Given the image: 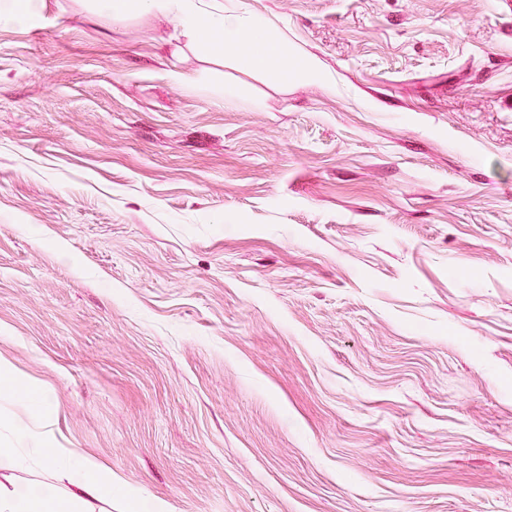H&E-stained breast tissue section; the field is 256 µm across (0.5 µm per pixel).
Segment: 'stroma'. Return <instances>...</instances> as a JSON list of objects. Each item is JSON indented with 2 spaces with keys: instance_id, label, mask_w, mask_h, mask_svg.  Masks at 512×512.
Segmentation results:
<instances>
[{
  "instance_id": "35a3bbf8",
  "label": "stroma",
  "mask_w": 512,
  "mask_h": 512,
  "mask_svg": "<svg viewBox=\"0 0 512 512\" xmlns=\"http://www.w3.org/2000/svg\"><path fill=\"white\" fill-rule=\"evenodd\" d=\"M38 3L0 18V356L111 470L82 512H512V0H224L287 42L260 69ZM0 17L23 23H37L41 19L34 0H1Z\"/></svg>"
}]
</instances>
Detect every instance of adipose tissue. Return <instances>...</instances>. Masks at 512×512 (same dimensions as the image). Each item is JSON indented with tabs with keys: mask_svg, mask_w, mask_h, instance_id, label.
Listing matches in <instances>:
<instances>
[{
	"mask_svg": "<svg viewBox=\"0 0 512 512\" xmlns=\"http://www.w3.org/2000/svg\"><path fill=\"white\" fill-rule=\"evenodd\" d=\"M101 11L123 19L152 13L172 20L188 47L198 52L236 53L250 68L262 66L287 48L271 40L264 18L225 9L222 0H97ZM0 393L18 398L25 416H12L4 425L10 436L0 442V455L12 448L32 450L52 470L55 480L0 492V512H67V504L95 498L112 489V477L95 460L55 447V410L34 394H21L12 364L0 357Z\"/></svg>",
	"mask_w": 512,
	"mask_h": 512,
	"instance_id": "adipose-tissue-1",
	"label": "adipose tissue"
}]
</instances>
